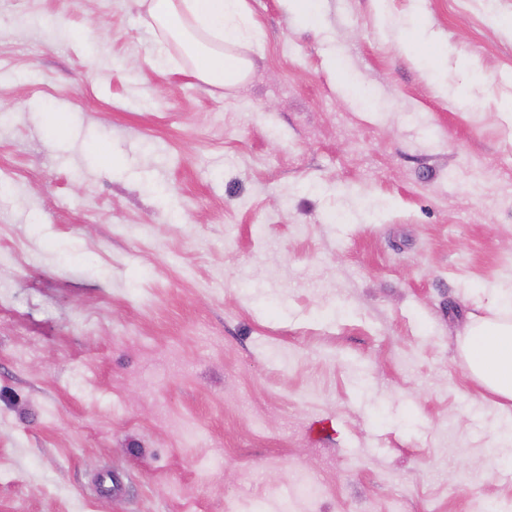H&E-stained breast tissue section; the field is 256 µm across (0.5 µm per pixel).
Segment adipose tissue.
I'll use <instances>...</instances> for the list:
<instances>
[{"label": "adipose tissue", "instance_id": "adipose-tissue-1", "mask_svg": "<svg viewBox=\"0 0 512 512\" xmlns=\"http://www.w3.org/2000/svg\"><path fill=\"white\" fill-rule=\"evenodd\" d=\"M149 17L177 43L194 75L210 86H233L251 62L235 54L252 35L246 0H149ZM489 317L472 321L461 340L469 370L492 396L512 402V292H491Z\"/></svg>", "mask_w": 512, "mask_h": 512}]
</instances>
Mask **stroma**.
Masks as SVG:
<instances>
[{"label":"stroma","instance_id":"1","mask_svg":"<svg viewBox=\"0 0 512 512\" xmlns=\"http://www.w3.org/2000/svg\"><path fill=\"white\" fill-rule=\"evenodd\" d=\"M247 6L219 88L144 0H0V512H512L457 344L512 287V0Z\"/></svg>","mask_w":512,"mask_h":512}]
</instances>
